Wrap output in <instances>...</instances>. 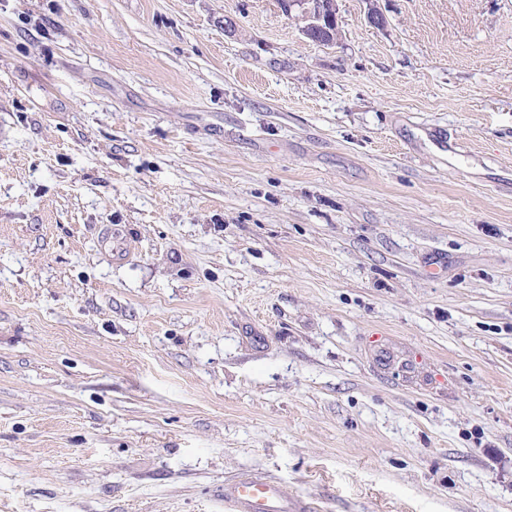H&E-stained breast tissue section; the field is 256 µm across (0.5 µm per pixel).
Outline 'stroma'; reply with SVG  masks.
Segmentation results:
<instances>
[{
  "mask_svg": "<svg viewBox=\"0 0 512 512\" xmlns=\"http://www.w3.org/2000/svg\"><path fill=\"white\" fill-rule=\"evenodd\" d=\"M338 5L0 0V512H512V0ZM308 2L312 3L307 8L305 7L306 1L290 0L289 13H291L293 7L300 10L306 22L302 32L306 37L313 40L314 35L324 28L323 23L329 25L332 21L336 20L337 0H311ZM308 504L289 498L271 480L242 476L224 483L225 512H308Z\"/></svg>",
  "mask_w": 512,
  "mask_h": 512,
  "instance_id": "obj_1",
  "label": "stroma"
}]
</instances>
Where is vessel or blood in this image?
<instances>
[{
    "label": "vessel or blood",
    "mask_w": 512,
    "mask_h": 512,
    "mask_svg": "<svg viewBox=\"0 0 512 512\" xmlns=\"http://www.w3.org/2000/svg\"><path fill=\"white\" fill-rule=\"evenodd\" d=\"M224 512H309V506L271 480L242 476L225 482Z\"/></svg>",
    "instance_id": "vessel-or-blood-1"
}]
</instances>
